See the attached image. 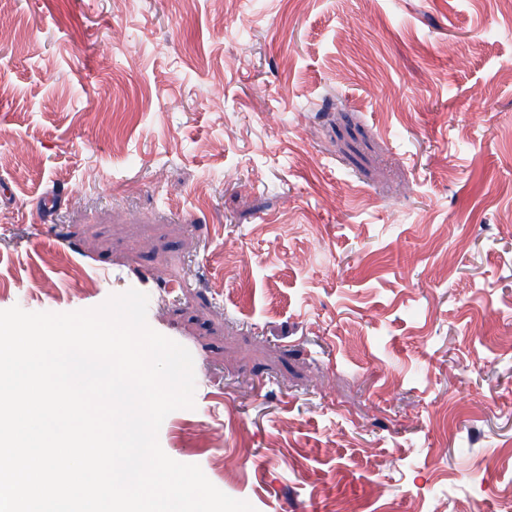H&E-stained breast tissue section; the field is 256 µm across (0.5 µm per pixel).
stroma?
<instances>
[{
	"label": "stroma",
	"instance_id": "1",
	"mask_svg": "<svg viewBox=\"0 0 512 512\" xmlns=\"http://www.w3.org/2000/svg\"><path fill=\"white\" fill-rule=\"evenodd\" d=\"M130 289L255 512H512V9L0 0V310Z\"/></svg>",
	"mask_w": 512,
	"mask_h": 512
}]
</instances>
